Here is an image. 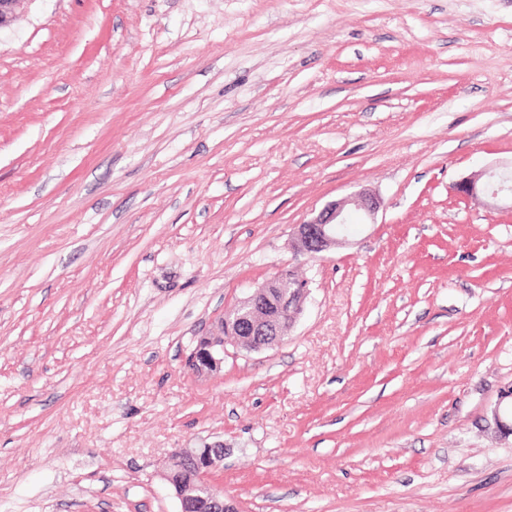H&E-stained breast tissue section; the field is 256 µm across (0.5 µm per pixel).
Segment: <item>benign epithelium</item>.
<instances>
[{"label": "benign epithelium", "instance_id": "obj_1", "mask_svg": "<svg viewBox=\"0 0 512 512\" xmlns=\"http://www.w3.org/2000/svg\"><path fill=\"white\" fill-rule=\"evenodd\" d=\"M20 2L0 0V28L17 19ZM456 188L459 193L475 200L481 195L494 201L502 197L512 198L509 172L496 169L483 170L461 181ZM379 208L380 201L367 190L330 201L310 220L295 225L293 249L298 254L317 257L346 240L343 226L351 214L358 213L372 220ZM307 293V283L297 279L290 270H282L256 286L217 322L208 335L197 339L189 356V369L201 378L219 375L228 337L248 352H261L281 344L296 322ZM186 465L193 466L196 480L173 492L179 512H193L201 502L206 503L211 512H238L213 484L215 474L224 469V443L181 449L171 457L162 477H167V471Z\"/></svg>", "mask_w": 512, "mask_h": 512}]
</instances>
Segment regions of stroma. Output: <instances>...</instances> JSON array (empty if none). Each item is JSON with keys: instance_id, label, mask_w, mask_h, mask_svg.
<instances>
[{"instance_id": "35a3bbf8", "label": "stroma", "mask_w": 512, "mask_h": 512, "mask_svg": "<svg viewBox=\"0 0 512 512\" xmlns=\"http://www.w3.org/2000/svg\"><path fill=\"white\" fill-rule=\"evenodd\" d=\"M512 0H23L0 29V512H512ZM361 189L346 243L291 234ZM290 269L284 342L195 340ZM511 172L512 165L510 174L507 171L486 169L461 181L456 188L459 193L475 200L479 199V195H484L494 201L502 197H510L512 202V185L508 183L511 180V176L508 177ZM193 466L196 480L186 487H177L173 496L179 504V512H193L200 502H205L211 512H240L232 504L227 503L224 493L213 484V477L217 472L224 470V444L215 442L205 448H183L170 459L162 473L163 479L167 472L175 467ZM201 503L198 510L208 511V506Z\"/></svg>"}]
</instances>
